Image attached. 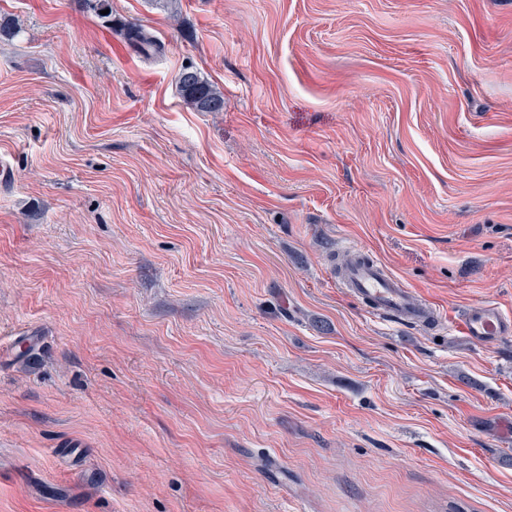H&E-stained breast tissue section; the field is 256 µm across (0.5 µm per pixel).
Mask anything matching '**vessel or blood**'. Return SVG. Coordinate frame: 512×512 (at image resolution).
I'll use <instances>...</instances> for the list:
<instances>
[{"label":"vessel or blood","instance_id":"b4317fda","mask_svg":"<svg viewBox=\"0 0 512 512\" xmlns=\"http://www.w3.org/2000/svg\"><path fill=\"white\" fill-rule=\"evenodd\" d=\"M347 281L374 313L416 325L440 319L432 307L417 301L411 288L375 262L354 263L347 271ZM459 328L465 336L492 345L512 335V316L494 305L476 306L463 315Z\"/></svg>","mask_w":512,"mask_h":512}]
</instances>
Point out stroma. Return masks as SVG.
Wrapping results in <instances>:
<instances>
[{
    "label": "stroma",
    "instance_id": "1",
    "mask_svg": "<svg viewBox=\"0 0 512 512\" xmlns=\"http://www.w3.org/2000/svg\"><path fill=\"white\" fill-rule=\"evenodd\" d=\"M108 4L0 0V512H512V0ZM120 35L127 46L143 54L146 58L163 54L164 45L151 35L143 25H127L121 29ZM186 72L189 75L183 76ZM176 83L180 95L199 112H220L224 109V96L217 91L200 73L186 67L179 71ZM349 285L371 306L375 314L411 324L425 325L440 321L431 306L418 302L416 293L399 280L392 278L382 267L371 261H357L347 270ZM459 328L465 336L493 345L512 335V317L495 305L476 306L463 315Z\"/></svg>",
    "mask_w": 512,
    "mask_h": 512
}]
</instances>
